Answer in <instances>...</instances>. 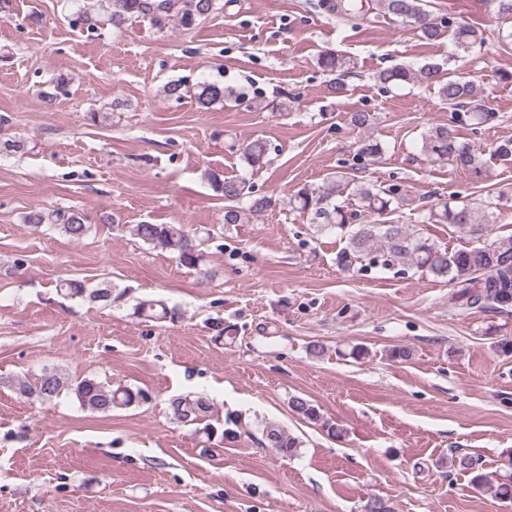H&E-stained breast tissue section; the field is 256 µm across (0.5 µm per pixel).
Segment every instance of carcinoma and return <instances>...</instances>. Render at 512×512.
<instances>
[{
  "mask_svg": "<svg viewBox=\"0 0 512 512\" xmlns=\"http://www.w3.org/2000/svg\"><path fill=\"white\" fill-rule=\"evenodd\" d=\"M106 14V22L119 28L132 18L149 20L162 30L171 21L184 30H190L215 11L221 9L220 0H96ZM376 10L398 18L402 23H413L422 37L434 41L442 36L441 26L429 17L426 0H376ZM456 49L468 51L485 42L484 32L476 26L459 22L451 33ZM319 65L333 75L329 90L340 95L345 91L343 77L357 67L351 56L328 51L319 58ZM380 84L402 86L421 83L436 89L441 101L454 110L448 124L437 125L421 135L422 149L436 160H448L456 166L480 173L478 150L460 136L458 126L463 124L476 130L491 122L495 113L479 98L469 80L452 73L443 75L436 63L419 68L396 65L375 74ZM193 97L197 105L207 109L216 102L246 103L249 98L216 82H201L195 86ZM382 143L368 135L360 140L359 159H371L383 154ZM269 148L262 138H255L240 148L241 160L250 169H259L268 162ZM214 190L224 197V223L249 224L260 213L277 205V199L256 196L244 178H219L207 174ZM409 198L396 184L387 187L360 182L344 173L337 174L321 188L302 187L288 198V205L302 213L312 215L318 232H334L344 246L336 254V265L343 269L375 268L403 273L409 267L426 271L437 280L453 285L448 296L452 305L487 308L492 305H512V235L470 249L450 252L434 241L414 234L406 224H399L386 216L402 209ZM367 211L381 218L378 224L359 220L360 212ZM58 228L66 237L79 241L89 231L82 216L75 212L55 210L47 216L34 211L28 223L45 222ZM426 224H446L460 233L475 238L484 236L488 225L477 223L474 208L468 204L450 206L446 203L432 207L423 215ZM134 235L153 247L169 248L177 253L181 265L196 267L202 260L204 240L189 234L183 224H152L143 222L133 228ZM57 293L64 296H88L95 302H112V287L89 289L76 279L62 280L56 285ZM140 316L164 321L173 318V310L160 301H143L135 309ZM69 391L81 407L98 413L128 408L142 400V392L128 386L108 388L93 378L66 382L53 371L43 372L30 385L18 382L19 393L35 396L43 401L57 397L61 390ZM172 418L184 425H199L209 418L211 403L203 395L178 396L170 400ZM291 408L298 416L309 421H321L319 409L308 399L295 396ZM266 438L272 447L288 457L296 455L298 439L275 424L266 426ZM458 466L474 473L473 483L479 487L493 484V479L479 472L478 460L471 456L459 457Z\"/></svg>",
  "mask_w": 512,
  "mask_h": 512,
  "instance_id": "obj_1",
  "label": "carcinoma"
}]
</instances>
